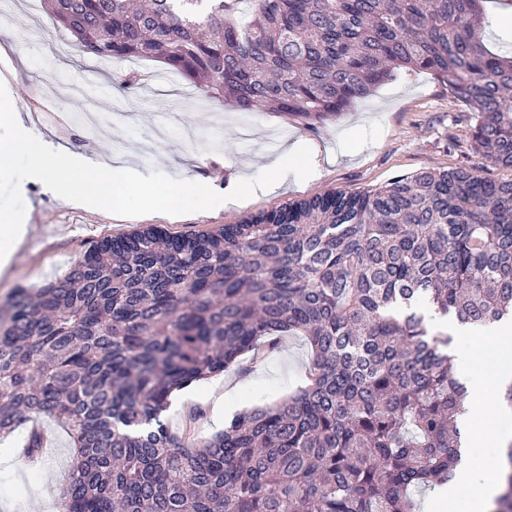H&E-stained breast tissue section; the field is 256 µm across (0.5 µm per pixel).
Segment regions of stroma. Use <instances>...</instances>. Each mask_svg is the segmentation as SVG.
<instances>
[{"instance_id":"35a3bbf8","label":"stroma","mask_w":512,"mask_h":512,"mask_svg":"<svg viewBox=\"0 0 512 512\" xmlns=\"http://www.w3.org/2000/svg\"><path fill=\"white\" fill-rule=\"evenodd\" d=\"M486 46L498 54L512 53V0H485ZM0 15V83H7L23 116L39 111L43 95H58L59 109L70 115L68 127L46 119L32 129L46 141L62 143L95 160H121L141 174L159 170L169 176L199 182L217 193L233 189L278 163L290 147L308 146L330 156L320 177L298 180L287 175L272 187L242 203L219 206L168 220L157 214L121 217L76 204L28 185V234L15 255L9 274L0 277V300L14 288H38L63 276L89 245L104 237H121L154 224L174 235H191L234 224L297 200L328 192L354 193L375 189L423 170L465 167L497 181L512 172L495 166L471 142L476 117L455 98L434 73L403 72L370 95L355 100L340 117L310 124L284 112H240L208 98L177 75L159 85L126 89L102 70L96 83L83 80L90 61L76 52L57 57L50 43L27 45L18 27L34 28L67 38L43 7L27 13L24 0H8ZM101 111L125 113L111 137L89 144L76 120L88 101ZM311 348L302 336L285 337L279 350L246 375L229 370L198 383L193 394L171 402L165 420L172 432L207 436L220 422L251 407L294 392L303 383ZM223 409H215L216 397ZM50 449L37 465L19 454L27 434L19 428L0 438V512H59L55 485L67 472L72 444L55 421L38 422Z\"/></svg>"}]
</instances>
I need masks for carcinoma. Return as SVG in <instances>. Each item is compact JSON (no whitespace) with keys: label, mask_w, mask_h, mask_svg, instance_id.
I'll use <instances>...</instances> for the list:
<instances>
[{"label":"carcinoma","mask_w":512,"mask_h":512,"mask_svg":"<svg viewBox=\"0 0 512 512\" xmlns=\"http://www.w3.org/2000/svg\"><path fill=\"white\" fill-rule=\"evenodd\" d=\"M81 52L161 62L244 112L338 116L396 71L429 70L512 171V57L482 43L484 0H42ZM512 316V178L460 167L285 203L191 235L103 238L0 305V435L33 417L73 445L61 512H418L460 461L467 389L449 318ZM311 345L292 394L208 437L170 432L172 392ZM493 512H512V442Z\"/></svg>","instance_id":"carcinoma-1"}]
</instances>
